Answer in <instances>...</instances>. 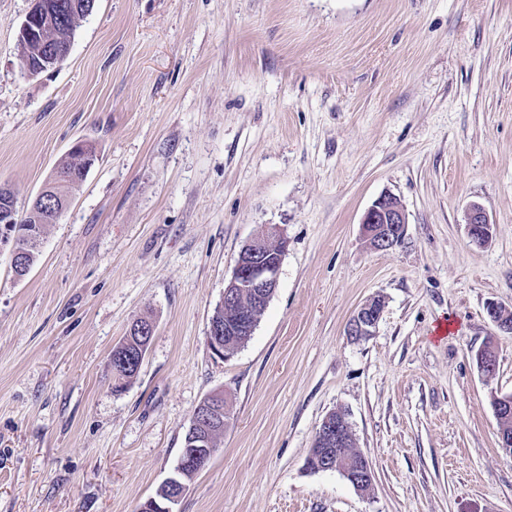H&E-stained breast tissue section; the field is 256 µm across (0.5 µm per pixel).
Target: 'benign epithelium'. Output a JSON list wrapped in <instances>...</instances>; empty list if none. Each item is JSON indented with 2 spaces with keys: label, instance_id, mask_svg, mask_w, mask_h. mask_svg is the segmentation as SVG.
<instances>
[{
  "label": "benign epithelium",
  "instance_id": "7a95c632",
  "mask_svg": "<svg viewBox=\"0 0 512 512\" xmlns=\"http://www.w3.org/2000/svg\"><path fill=\"white\" fill-rule=\"evenodd\" d=\"M47 17L44 0H31V7L22 21L18 39L23 44L34 42L42 52L41 67L25 68V75L35 79L58 67L59 45L47 36ZM21 216L17 210L0 213V243L10 246L11 268L18 275L26 266L25 251L16 245ZM407 218L398 199L392 195L378 197L365 211L361 220L362 231L375 250H389L404 239ZM471 241L483 244L491 237V228L483 209L474 204L468 212ZM288 239L276 225L268 226L248 241L240 250L231 278L224 286L218 308L223 310L220 323L210 322L208 342L213 353L221 358L237 351V339L253 335L264 311L274 295ZM384 302L373 297L365 301L353 314L346 327V335L359 340L373 335L379 322ZM487 313L502 333L512 334V315L498 303L487 306ZM140 341H150L154 335L151 322L136 320L128 329ZM147 349L125 346L112 355V366L126 368L134 373L141 368ZM230 418V406L223 393L212 394L195 410L190 422L189 450L178 460L174 472L163 482L165 494L148 499L140 512H178L176 506L184 496L188 484L183 477L188 470L201 471L205 460L213 455L212 436L221 430ZM356 439L348 414L342 409L329 412L316 429L307 464L315 471H336L359 492L367 493L373 487L375 473L364 454H353Z\"/></svg>",
  "mask_w": 512,
  "mask_h": 512
}]
</instances>
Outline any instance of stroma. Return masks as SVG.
I'll return each mask as SVG.
<instances>
[{
    "label": "stroma",
    "mask_w": 512,
    "mask_h": 512,
    "mask_svg": "<svg viewBox=\"0 0 512 512\" xmlns=\"http://www.w3.org/2000/svg\"><path fill=\"white\" fill-rule=\"evenodd\" d=\"M29 8L0 0V184L23 212L76 141L98 160L26 277L0 252V512H137L215 392L231 416L179 512H512L493 406L512 334L487 314L512 309V0H96L35 79ZM384 193L407 229L379 251L360 223ZM271 224L278 287L218 358L210 319ZM138 318L155 331L121 387L109 358ZM336 409L370 492L306 465ZM469 235L471 241L476 244H483L491 237V224L483 209L474 204L468 212ZM383 308L384 302L379 297H373L365 301L349 320L346 335L355 340L372 336Z\"/></svg>",
    "instance_id": "stroma-1"
}]
</instances>
